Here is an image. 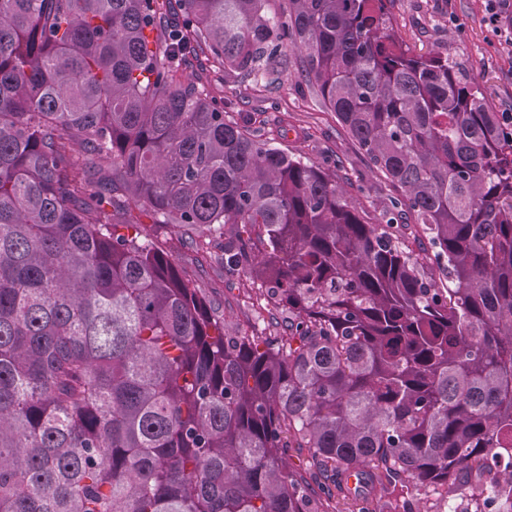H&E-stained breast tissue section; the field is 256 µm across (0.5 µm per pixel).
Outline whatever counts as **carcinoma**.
I'll return each instance as SVG.
<instances>
[{
  "mask_svg": "<svg viewBox=\"0 0 512 512\" xmlns=\"http://www.w3.org/2000/svg\"><path fill=\"white\" fill-rule=\"evenodd\" d=\"M287 2L0 0V512H319L291 448L329 500L490 475L512 512V129L388 0ZM287 42L386 222L184 76ZM143 214L208 231L288 333L229 335Z\"/></svg>",
  "mask_w": 512,
  "mask_h": 512,
  "instance_id": "1",
  "label": "carcinoma"
}]
</instances>
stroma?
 <instances>
[{
  "mask_svg": "<svg viewBox=\"0 0 512 512\" xmlns=\"http://www.w3.org/2000/svg\"><path fill=\"white\" fill-rule=\"evenodd\" d=\"M394 28L417 55L453 57L480 82L492 111L512 113V43L487 23L486 0H390ZM302 56L294 48L281 49L277 57L262 62L251 74L230 73L211 83L212 95L223 98L227 119L259 112L279 119L286 131L281 148L314 161L345 182L368 221H375L387 205L390 190L371 173L356 153L354 142L339 127L305 79ZM155 244L177 258L202 289L208 302L231 321L242 336H271L275 330L259 318L251 299L260 283L243 274L224 276L213 257L198 258L188 237L165 226H150ZM307 453L295 448L289 463L319 512H442L445 495L431 489H411L404 498L383 510L385 497L373 492L367 500H324L320 478L306 468Z\"/></svg>",
  "mask_w": 512,
  "mask_h": 512,
  "instance_id": "obj_1",
  "label": "stroma"
}]
</instances>
